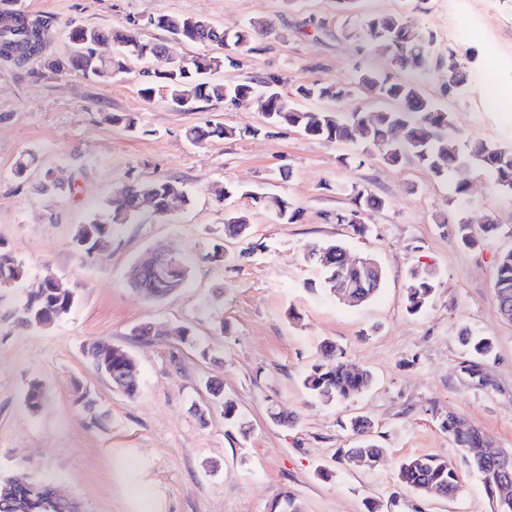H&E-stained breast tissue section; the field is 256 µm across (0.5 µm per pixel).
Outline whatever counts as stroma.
<instances>
[{"label":"stroma","mask_w":512,"mask_h":512,"mask_svg":"<svg viewBox=\"0 0 512 512\" xmlns=\"http://www.w3.org/2000/svg\"><path fill=\"white\" fill-rule=\"evenodd\" d=\"M42 18L45 56L69 53L67 27L117 29L161 41L150 16H202L226 31L263 21L272 37L242 52L235 70L213 80L276 76L290 94L300 84L347 85L373 70L395 82L407 74L381 53L363 54L346 38L365 17L395 14L436 36L435 52L469 63L466 94L449 96L447 69L425 83L449 112L458 144L512 143V111L491 108L486 80L512 88V0H0V13ZM326 21L325 28L312 18ZM145 63L92 80L80 71L52 75L40 61L17 66L0 59V250L25 266L27 279L0 288V477L19 471L52 484L81 512H270L277 495H296L304 512H491L477 474L461 469L459 494L422 497L397 478L398 463L432 454L457 461L442 429L448 414L464 417L495 449L512 453V321L499 313L495 256L512 246V195L495 191L474 168L465 204L450 201L445 182L414 161L386 162L371 149L362 166H345L349 148L283 127L263 133L256 105L199 103L174 111L139 89ZM221 123L241 136L198 144L187 128ZM32 158L24 177L19 158ZM58 187L43 190L46 172ZM175 180L191 196L163 216L143 213L117 226L108 246L84 259L74 245L112 194L134 181ZM235 188L229 199L216 194ZM382 197L365 212L359 235L337 223L358 191ZM256 193L288 198L299 216L282 224L253 205ZM250 217L245 238L224 235L228 211ZM473 226L495 215L503 234L467 248L455 221ZM342 241L350 256H372L385 272L372 300L349 306L329 296L309 259L313 243ZM221 244L223 260L208 259ZM182 257L184 288L162 299L135 291L129 269L146 253ZM433 271L435 294L416 316L406 311V272ZM52 268L76 291V303L48 327L26 326L18 310L29 282ZM152 323L141 341L134 326ZM188 328L189 341L174 337ZM493 337L489 358L471 357L460 328ZM124 348L137 370L127 396L91 364L97 340ZM333 344L345 361L370 371L373 385L331 405L313 399L302 380ZM46 398L25 403L31 382ZM219 383L222 398L207 386ZM231 399L238 424L224 418ZM93 408H86V401ZM288 423L273 421V414ZM370 421L385 448L373 470L341 459L355 438L353 417Z\"/></svg>","instance_id":"35a3bbf8"}]
</instances>
